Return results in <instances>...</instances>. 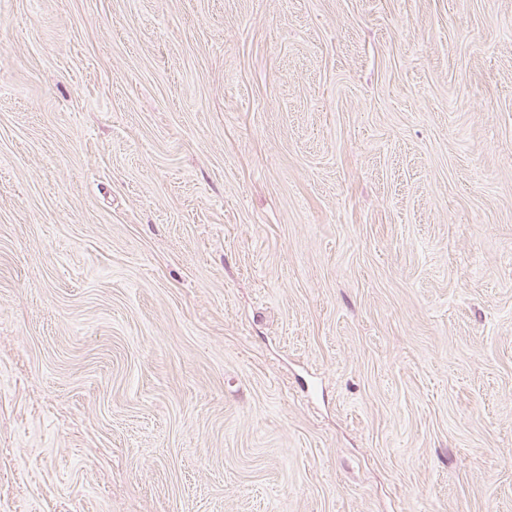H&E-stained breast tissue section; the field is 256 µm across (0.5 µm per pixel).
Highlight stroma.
Instances as JSON below:
<instances>
[{"label": "stroma", "mask_w": 512, "mask_h": 512, "mask_svg": "<svg viewBox=\"0 0 512 512\" xmlns=\"http://www.w3.org/2000/svg\"><path fill=\"white\" fill-rule=\"evenodd\" d=\"M0 512H512V0H0Z\"/></svg>", "instance_id": "1"}]
</instances>
